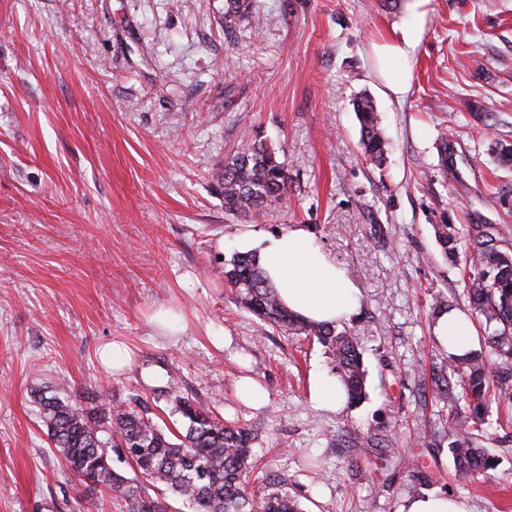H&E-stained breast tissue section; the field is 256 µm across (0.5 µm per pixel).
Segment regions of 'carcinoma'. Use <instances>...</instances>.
I'll use <instances>...</instances> for the list:
<instances>
[{
    "label": "carcinoma",
    "instance_id": "carcinoma-1",
    "mask_svg": "<svg viewBox=\"0 0 512 512\" xmlns=\"http://www.w3.org/2000/svg\"><path fill=\"white\" fill-rule=\"evenodd\" d=\"M249 0H226L224 23L250 14ZM361 125L360 145L376 166L385 162L387 142L376 108L367 96L354 104ZM224 212L236 219H255L288 192L287 164L260 139H249L213 175ZM444 256L455 261L459 248L469 253L463 278L466 314L481 317L485 336L478 347L448 356L434 369L431 397L443 404L464 406L448 419V451L458 474L483 473L494 467L485 452L488 432L502 427L492 414V398H512V239L494 224H436ZM224 280L236 302L253 315L261 331L268 327L314 338L336 362L347 403L366 396L362 342L347 330L314 325L285 308L253 253H238L224 265ZM42 425L81 482L104 488L126 512H167L163 499L149 488L181 498L193 512H303L283 489L262 495L248 492L254 464L251 448L257 434L239 422L226 421L187 397L174 399L173 411L187 421L186 431L172 438L147 410L134 407L84 406L58 392L37 390ZM120 448L137 472L130 479L112 469L110 449Z\"/></svg>",
    "mask_w": 512,
    "mask_h": 512
}]
</instances>
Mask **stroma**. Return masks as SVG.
<instances>
[{
    "label": "stroma",
    "mask_w": 512,
    "mask_h": 512,
    "mask_svg": "<svg viewBox=\"0 0 512 512\" xmlns=\"http://www.w3.org/2000/svg\"><path fill=\"white\" fill-rule=\"evenodd\" d=\"M0 0V512H118L70 474L32 402L69 383L94 404L140 402L175 433L179 394L251 424L250 490L270 483L303 512H400L409 487L512 512V433L485 446L495 470L458 475L422 448L448 414L422 405L435 298L466 306L442 220L512 228V0ZM414 30L403 99L384 92L375 44ZM389 141L383 167L360 148L357 97ZM489 113L488 121L474 112ZM447 138H440V131ZM261 135L286 161V196L258 222L225 214L211 176ZM450 156L442 158L441 144ZM302 226L361 291L368 397L318 411L309 378L334 363L318 342L260 333L224 283V262ZM182 319L160 336L158 308ZM115 341L134 364L101 367ZM267 397L247 405L238 381ZM387 437L388 448L372 446Z\"/></svg>",
    "instance_id": "35a3bbf8"
}]
</instances>
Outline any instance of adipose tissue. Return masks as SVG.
<instances>
[{
    "mask_svg": "<svg viewBox=\"0 0 512 512\" xmlns=\"http://www.w3.org/2000/svg\"><path fill=\"white\" fill-rule=\"evenodd\" d=\"M416 47L410 32L376 46L380 75L395 95L407 92L404 81L392 77L391 60L408 56ZM258 261L279 293L282 303L312 323L348 320L360 305V291L336 269L321 246L305 228L268 238L258 253ZM437 343L449 354L461 356L473 349L476 335L472 321L460 311L441 315L433 327Z\"/></svg>",
    "mask_w": 512,
    "mask_h": 512,
    "instance_id": "1",
    "label": "adipose tissue"
}]
</instances>
